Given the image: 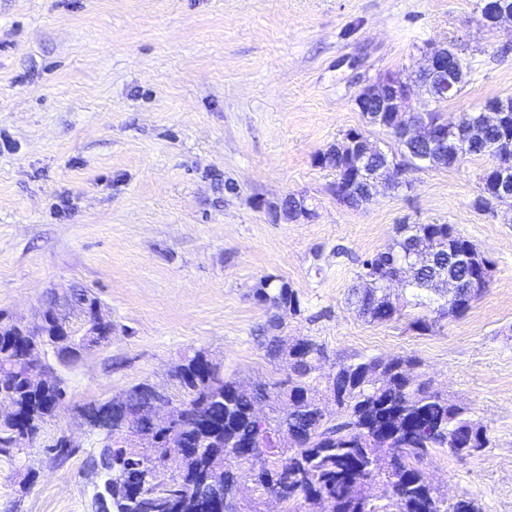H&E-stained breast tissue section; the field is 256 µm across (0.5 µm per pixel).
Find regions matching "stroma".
<instances>
[{
	"label": "stroma",
	"instance_id": "35a3bbf8",
	"mask_svg": "<svg viewBox=\"0 0 512 512\" xmlns=\"http://www.w3.org/2000/svg\"><path fill=\"white\" fill-rule=\"evenodd\" d=\"M480 0H0V310L35 320L52 294L80 287L110 340L46 360L65 408L21 454L0 455V512H94L103 480L88 467L101 436L79 407L146 383L177 395L184 356L225 377L287 379L260 336L311 338L320 375L359 356L413 355L449 399L487 426L493 446L427 467L449 495L512 512V205L475 200L488 158L408 170L405 186L356 208L330 191L317 155L351 129L355 105L386 72L409 74L432 42L465 50L456 117L512 97V25L481 28ZM306 198L313 215L272 219ZM401 224H450L492 262L489 287L433 333L417 311L377 324L347 301L362 260ZM287 282L298 312L255 292ZM70 436L66 463L49 445Z\"/></svg>",
	"mask_w": 512,
	"mask_h": 512
}]
</instances>
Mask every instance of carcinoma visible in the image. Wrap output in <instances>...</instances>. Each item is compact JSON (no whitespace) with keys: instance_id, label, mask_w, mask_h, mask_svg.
Masks as SVG:
<instances>
[{"instance_id":"1","label":"carcinoma","mask_w":512,"mask_h":512,"mask_svg":"<svg viewBox=\"0 0 512 512\" xmlns=\"http://www.w3.org/2000/svg\"><path fill=\"white\" fill-rule=\"evenodd\" d=\"M398 153L382 151L363 165L369 172L381 161L401 157L402 166L452 167L458 146L446 154H426L401 129L387 128ZM512 139V112L503 113L498 130L487 131L491 143ZM502 172L495 166L484 170L479 208L498 200ZM427 237L430 257L425 264L409 254L408 235ZM475 248L451 224H402L397 236L383 251L363 262L361 282L350 290L349 303L374 323H387L400 316L385 285L396 278L411 290L410 306L422 310L412 325L422 333L441 327L448 318H458L477 297L466 288L448 297L443 284L454 276L469 281L475 269L455 264V258ZM257 299L277 309L297 311L299 299L288 283L267 279L256 291ZM272 337L271 355L288 358L291 374L285 381L263 383L249 389L237 379L204 368V354L196 352L175 367L180 403L188 417L201 418L213 427L211 441L200 447L201 432L188 430L177 439L181 467L166 470V449L125 446L119 433L102 441L93 470L103 474V490L94 503L98 512H193L189 494L209 477L222 482L224 508L240 512L238 497L242 480L252 483L260 499L277 494L285 512H482L471 498H450L431 484L425 469L432 451L441 448L457 458L473 457L492 447L488 428L468 408L431 386L416 373L420 361L413 355L384 358L359 357L342 360L326 377L325 389L333 392L335 411L323 406L324 396L313 384L319 345L301 338L280 348ZM26 344L21 336H0V400L23 407L21 426L39 430L63 406L65 390L57 380L38 390L28 383ZM279 410L275 416L255 413L258 401ZM252 445L251 458L240 460L234 450L243 442ZM132 480L144 484L140 498L126 501L125 486Z\"/></svg>"}]
</instances>
